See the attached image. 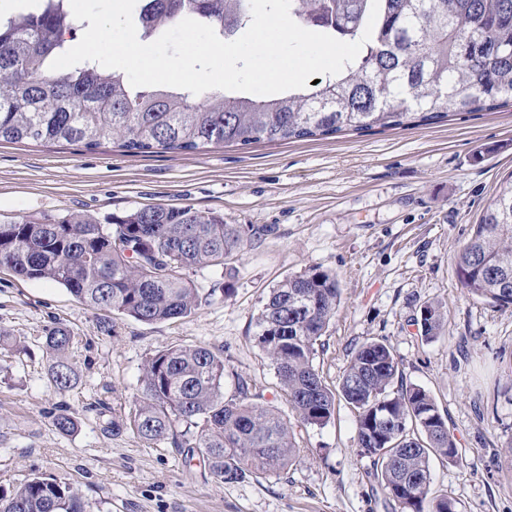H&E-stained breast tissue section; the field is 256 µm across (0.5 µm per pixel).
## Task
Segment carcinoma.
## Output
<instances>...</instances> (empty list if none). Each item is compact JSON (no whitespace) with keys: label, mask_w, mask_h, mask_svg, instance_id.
<instances>
[{"label":"carcinoma","mask_w":512,"mask_h":512,"mask_svg":"<svg viewBox=\"0 0 512 512\" xmlns=\"http://www.w3.org/2000/svg\"><path fill=\"white\" fill-rule=\"evenodd\" d=\"M141 38L194 17L230 38L251 23L250 0H153ZM372 0H291L295 22L340 41L361 38ZM87 26L68 0H38L35 10L0 16V142L81 143L91 150L117 140L128 153L249 146L313 140L344 130L407 129L448 114L491 112L512 102V0H379L371 38L337 75L288 94L261 99L157 86L142 90L124 75L84 61L64 74L50 63L71 49L67 36ZM245 229L190 208L146 207L110 224L86 214L21 217L0 224V268L24 280L64 286L93 310L144 323L187 317L203 296L189 273L224 268L241 249ZM471 297L512 306V174L503 178L459 260ZM336 276L310 269L271 289L256 319V340L274 364L280 390L303 425L323 427L344 400L355 414L356 445L372 459L378 486L400 512H458L434 488L431 459L457 457L455 436L433 396L403 381L384 342L369 338L351 353L332 391L314 365L318 342L336 315ZM302 305L305 315L294 307ZM422 339L443 330L438 302L421 307ZM69 329L46 330L50 381L72 385ZM224 358L204 346H168L143 365V397L122 422L147 442L172 440L199 455L224 483L276 474L298 446L288 420L251 398L247 381L224 397ZM52 424L70 433L66 409ZM0 512H91L70 483L34 476L0 488Z\"/></svg>","instance_id":"1"}]
</instances>
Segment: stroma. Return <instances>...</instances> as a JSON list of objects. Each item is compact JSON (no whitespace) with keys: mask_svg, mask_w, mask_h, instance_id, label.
<instances>
[{"mask_svg":"<svg viewBox=\"0 0 512 512\" xmlns=\"http://www.w3.org/2000/svg\"><path fill=\"white\" fill-rule=\"evenodd\" d=\"M512 172V106L409 129L343 131L311 141L129 154L60 142L0 143V224L73 213L110 223L150 206L189 207L247 230L233 274L194 273L209 298L192 315L148 324L100 311L61 285L0 269V329L26 346L0 372V487L34 476L71 483L92 512H398L356 448L354 413L337 402L323 427L294 424L299 453L264 479L227 484L201 458L131 430L104 432L142 395V365L170 345L206 346L226 364L224 394L245 379L286 409L275 369L256 340L262 297L289 276L335 274L341 303L315 359L337 388L352 351L384 341L406 384L448 414L455 460L431 461L434 484L459 512H512V307L469 297L460 254L500 180ZM446 326L425 342L424 303ZM71 330L76 373L48 377L45 330ZM74 432L52 425L59 409Z\"/></svg>","mask_w":512,"mask_h":512,"instance_id":"1","label":"stroma"}]
</instances>
